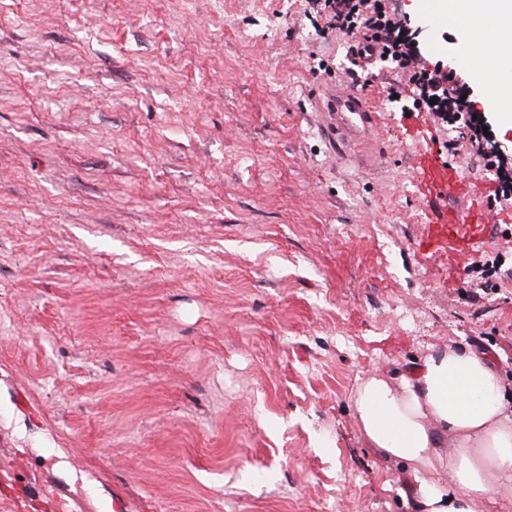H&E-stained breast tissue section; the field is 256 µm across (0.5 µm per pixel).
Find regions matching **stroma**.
Listing matches in <instances>:
<instances>
[{
	"label": "stroma",
	"mask_w": 512,
	"mask_h": 512,
	"mask_svg": "<svg viewBox=\"0 0 512 512\" xmlns=\"http://www.w3.org/2000/svg\"><path fill=\"white\" fill-rule=\"evenodd\" d=\"M396 2L455 66V15ZM309 9L0 0V512H405L358 379L468 344L512 384V194ZM336 89L367 135L323 115ZM422 150L483 193L453 265L415 248L461 205L419 196ZM327 112H335L334 124L336 130L345 139H351L358 134L371 129L374 116L367 106L363 95L357 90H348L343 93L329 95Z\"/></svg>",
	"instance_id": "1"
}]
</instances>
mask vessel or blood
Returning <instances> with one entry per match:
<instances>
[{
	"instance_id": "obj_1",
	"label": "vessel or blood",
	"mask_w": 512,
	"mask_h": 512,
	"mask_svg": "<svg viewBox=\"0 0 512 512\" xmlns=\"http://www.w3.org/2000/svg\"><path fill=\"white\" fill-rule=\"evenodd\" d=\"M327 109L334 114L337 131L347 139L370 130L374 121L363 95L352 89L331 93ZM415 165L422 192L433 195L449 189L460 196L468 195L469 190L459 172L432 153L418 156ZM484 231V212L479 206H472L466 211L449 209L443 212L438 223L427 226L418 247L426 252L447 250L449 258L453 259L471 251L481 241Z\"/></svg>"
}]
</instances>
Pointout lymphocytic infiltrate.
Wrapping results in <instances>:
<instances>
[{
    "label": "lymphocytic infiltrate",
    "instance_id": "obj_1",
    "mask_svg": "<svg viewBox=\"0 0 512 512\" xmlns=\"http://www.w3.org/2000/svg\"><path fill=\"white\" fill-rule=\"evenodd\" d=\"M313 9L323 31L358 36L355 55L408 73L417 90L414 110L432 111L443 123L459 125L462 142L480 147L486 169L495 172L496 192H512V175L503 171L502 149L488 142L483 132L488 123L485 112L467 97L466 83L456 70L440 62L430 68L423 65L422 45L411 30L409 16L386 7L385 0H314Z\"/></svg>",
    "mask_w": 512,
    "mask_h": 512
}]
</instances>
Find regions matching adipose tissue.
Returning <instances> with one entry per match:
<instances>
[{"label": "adipose tissue", "instance_id": "adipose-tissue-1", "mask_svg": "<svg viewBox=\"0 0 512 512\" xmlns=\"http://www.w3.org/2000/svg\"><path fill=\"white\" fill-rule=\"evenodd\" d=\"M470 30L464 57L493 111L512 121V0H456ZM367 447L407 466V512H512V391L492 354L430 348L393 380L374 371L352 397Z\"/></svg>", "mask_w": 512, "mask_h": 512}]
</instances>
